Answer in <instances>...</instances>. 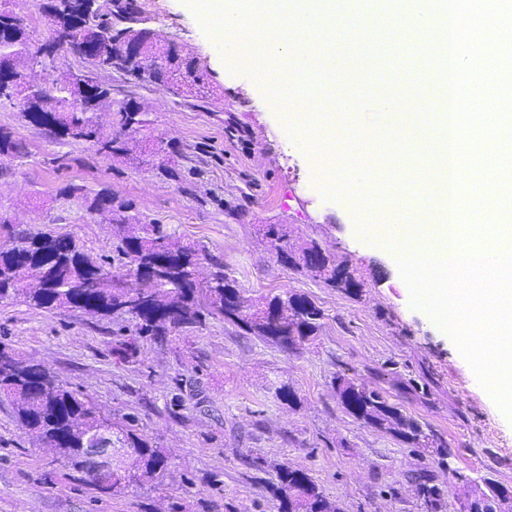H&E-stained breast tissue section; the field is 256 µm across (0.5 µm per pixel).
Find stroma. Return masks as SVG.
Segmentation results:
<instances>
[{
    "instance_id": "obj_1",
    "label": "stroma",
    "mask_w": 512,
    "mask_h": 512,
    "mask_svg": "<svg viewBox=\"0 0 512 512\" xmlns=\"http://www.w3.org/2000/svg\"><path fill=\"white\" fill-rule=\"evenodd\" d=\"M160 40L175 43L206 81L182 96L106 70L99 78L118 99H133L152 120L138 149L109 156L86 142H62L29 123L19 106L0 104V128L24 152L0 159V215L31 232L74 237L93 257L118 266L111 214H89L83 195L112 193L138 223L161 224L182 241L221 257L244 296H306L324 313L314 338L283 348L221 319L141 341L118 352L129 322L23 299L0 302V345L47 367L114 420L134 427L167 458L162 475L112 493L82 480L34 441L0 401V512H276L277 469L306 471L342 512H426L412 479L426 473L443 493L442 512H458L467 486L491 480L512 488V420L480 384L451 337L410 304L396 256L370 236L374 200L423 189L427 165L413 157L409 131L417 96L403 65L421 71L409 40L378 49L391 73L404 150L385 163L381 141L364 121L365 165L378 181L350 193L317 174L313 145L267 84L218 51L217 27L205 26L186 0H137ZM165 146V156L153 154ZM281 225L291 243L318 242L346 263L360 296L283 266L265 235ZM343 374L379 389L390 404L432 434L436 448H412L349 415L334 388ZM288 386L296 403L276 395ZM183 404L174 407L173 395Z\"/></svg>"
}]
</instances>
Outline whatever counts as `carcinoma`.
Instances as JSON below:
<instances>
[{"label": "carcinoma", "mask_w": 512, "mask_h": 512, "mask_svg": "<svg viewBox=\"0 0 512 512\" xmlns=\"http://www.w3.org/2000/svg\"><path fill=\"white\" fill-rule=\"evenodd\" d=\"M113 6L112 16L102 12L93 16V23L112 39L99 53L89 56L95 69L123 70L127 61L121 42L138 40L144 63L136 62L132 69L145 68L150 83L176 95L188 94L203 83L193 62L177 55L170 45L161 44L154 34L131 26L139 14L137 0H113ZM43 8L70 29L82 5L80 0H47ZM20 16L22 13L12 7L7 12L0 10V68L9 66L12 60L22 61L33 52L27 24L19 23ZM429 48L433 51V66L428 81L434 84L444 72L445 55L441 45L432 47L428 41L418 50ZM18 106L33 125L60 139L92 143L111 155L131 152L136 136L151 124L149 112L141 105L113 98L112 88L96 78L82 90L72 88L63 78L55 86L29 93ZM104 108L116 114L118 131L106 134L92 124L94 113ZM0 224L6 227L7 236V241L0 244V301L22 297L37 309L71 306L99 317L120 318L134 323V333L140 338L165 336L174 329L197 327L209 317H220L247 333L292 348L321 326L323 312L302 295L285 293L257 303L247 302L222 258L174 239L160 224H143L141 230L123 235L116 246L122 262L121 276L131 279V289L143 299L141 306L121 311V293L96 277L106 269L105 263L85 252L73 237L50 232L31 235L11 229L7 221ZM267 235L277 242L281 264L303 269L332 288L359 295L361 284L347 266L336 264L335 257L314 254L309 243L294 247L277 224L269 225ZM193 257L203 258L215 268L212 281L195 283ZM43 262L53 263L54 277L43 288L25 287V272ZM78 278L93 283V287L81 291L74 288L73 280ZM13 362V366L0 370V396L10 399L15 422L54 448L90 484H107L117 493L166 469V457L159 447L135 433L131 425L111 423V418L38 365L17 355ZM335 386L341 405L357 420L394 433L417 448L431 447L430 435L421 425L389 404L379 390L341 376L335 378ZM109 427L115 447L130 459L123 475L113 480L85 471L78 461V448L86 434ZM278 479L279 486L274 490L278 512H341L306 472L282 466ZM414 483L428 512H439L443 493L431 484L430 476L420 473ZM476 493L475 512H497L501 502L507 500L508 490L487 481L485 488L476 489Z\"/></svg>", "instance_id": "1"}]
</instances>
